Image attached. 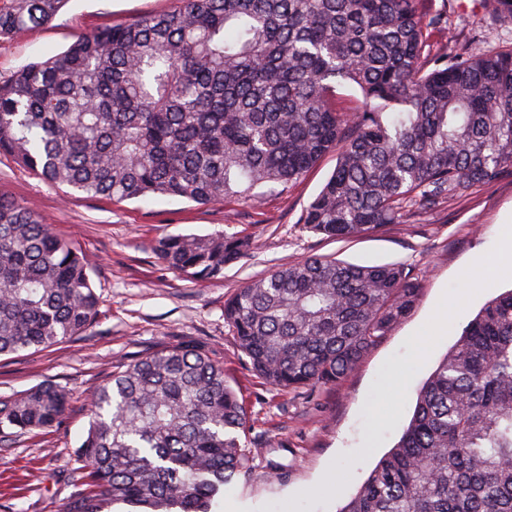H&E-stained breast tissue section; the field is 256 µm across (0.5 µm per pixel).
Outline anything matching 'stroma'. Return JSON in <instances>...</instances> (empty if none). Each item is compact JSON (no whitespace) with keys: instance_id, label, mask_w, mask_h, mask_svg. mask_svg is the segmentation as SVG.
Listing matches in <instances>:
<instances>
[{"instance_id":"1","label":"stroma","mask_w":512,"mask_h":512,"mask_svg":"<svg viewBox=\"0 0 512 512\" xmlns=\"http://www.w3.org/2000/svg\"><path fill=\"white\" fill-rule=\"evenodd\" d=\"M176 0H67L54 19L0 40V75L66 50L76 36L171 11ZM447 12L430 50L467 55L485 45L481 0H423ZM336 166L328 153L295 183L262 189L254 200L200 205L167 196L108 200L48 185L0 154V193L27 202L61 237L94 261L98 312L83 334L42 351L0 357V396L44 382L66 389L71 407L53 427L0 442V512H61L77 489L75 451L88 403L113 366L165 346L192 344L224 367L242 401L241 442L253 470L215 499L214 512H337L408 425L419 388L463 327L500 292L512 264V177L505 176L401 224L349 240L309 232L301 217ZM247 234L249 259L222 277L194 281L166 267L155 245L170 235ZM358 265L401 263L422 277L421 299L363 359L356 372L312 392L282 391L246 364L224 320L226 300L247 282L307 255ZM482 285L470 288L474 269ZM456 310L441 316V301Z\"/></svg>"}]
</instances>
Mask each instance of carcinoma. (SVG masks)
<instances>
[{"label": "carcinoma", "mask_w": 512, "mask_h": 512, "mask_svg": "<svg viewBox=\"0 0 512 512\" xmlns=\"http://www.w3.org/2000/svg\"><path fill=\"white\" fill-rule=\"evenodd\" d=\"M65 0H0V40L50 22ZM491 22L512 0H485ZM448 13L421 0H179L175 10L76 37L0 77V152L90 197L221 204L301 179L336 153L302 224L335 239L399 224L512 175V49L426 51ZM360 91L339 108L336 90ZM244 235L159 240L195 281L252 252ZM85 255L0 193V356L85 332L98 298ZM398 263L309 255L238 289L224 320L277 389L348 377L416 307ZM52 383L0 398V438L60 423ZM246 413L224 367L184 346L112 370L90 403L62 512H212L252 469ZM339 512H512V289L463 328L417 395L399 442Z\"/></svg>", "instance_id": "carcinoma-1"}]
</instances>
